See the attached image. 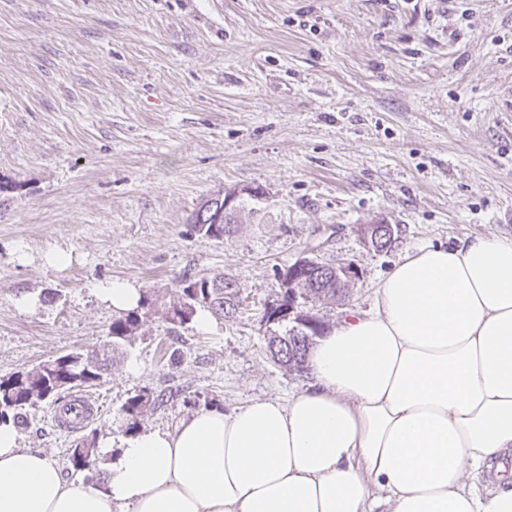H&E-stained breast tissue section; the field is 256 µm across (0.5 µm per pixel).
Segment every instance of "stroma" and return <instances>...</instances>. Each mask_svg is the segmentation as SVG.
Returning a JSON list of instances; mask_svg holds the SVG:
<instances>
[{"instance_id":"35a3bbf8","label":"stroma","mask_w":512,"mask_h":512,"mask_svg":"<svg viewBox=\"0 0 512 512\" xmlns=\"http://www.w3.org/2000/svg\"><path fill=\"white\" fill-rule=\"evenodd\" d=\"M234 188L256 195L230 233L195 232L201 200ZM381 221L402 233L377 252L359 230ZM485 233L512 234V0H0V378L102 344L111 282L166 302L187 273L239 290L205 326L149 316L81 432L26 409L21 447L61 467L94 438L87 483L139 389L170 394L141 430L171 431L194 395L228 413L303 386L261 323L286 266L355 265L315 308L333 328L404 247Z\"/></svg>"}]
</instances>
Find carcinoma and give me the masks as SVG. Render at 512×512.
I'll return each instance as SVG.
<instances>
[{
	"instance_id": "obj_1",
	"label": "carcinoma",
	"mask_w": 512,
	"mask_h": 512,
	"mask_svg": "<svg viewBox=\"0 0 512 512\" xmlns=\"http://www.w3.org/2000/svg\"><path fill=\"white\" fill-rule=\"evenodd\" d=\"M219 197L214 196L200 203L191 220L196 231L214 239L224 238L230 230L231 215H224V222L217 224L214 216L218 211ZM313 300L322 303L336 298V289L328 287V280L321 269L309 270L306 277ZM234 280L222 273L211 275L185 274L175 283L176 300L164 309L166 321L171 325L170 332L189 324L198 309L209 311L215 318H228L238 305V292ZM158 308V298L149 291L141 294L138 305L126 312L112 316L108 337L112 348L132 342L142 327L143 320ZM316 326L301 327L292 320L285 319L275 325V335L265 337L268 351L280 367L297 372L305 366L307 349L314 339L325 334L326 322L314 317ZM302 351L295 364H290L288 348ZM108 370L106 353L94 351L90 359L78 360L71 353L40 363L33 368L0 380V423L12 421L18 425L24 422V413L44 401L56 403L62 400L60 393L78 389L89 391L100 385ZM165 394L143 388L129 396L122 405L125 432L134 434L139 430L140 420L148 411L165 403ZM98 448L95 442L83 438L76 443L68 456L73 470L84 471L96 460Z\"/></svg>"
}]
</instances>
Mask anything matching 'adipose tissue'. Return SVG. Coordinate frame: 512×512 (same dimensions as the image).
<instances>
[{"instance_id":"obj_1","label":"adipose tissue","mask_w":512,"mask_h":512,"mask_svg":"<svg viewBox=\"0 0 512 512\" xmlns=\"http://www.w3.org/2000/svg\"><path fill=\"white\" fill-rule=\"evenodd\" d=\"M0 512H512V236L404 248L302 389L139 433L104 488L0 425Z\"/></svg>"}]
</instances>
